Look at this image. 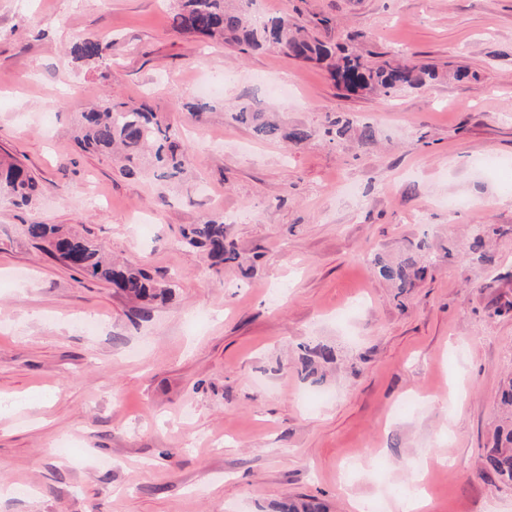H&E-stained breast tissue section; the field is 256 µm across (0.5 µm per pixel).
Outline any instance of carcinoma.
<instances>
[{"label":"carcinoma","mask_w":512,"mask_h":512,"mask_svg":"<svg viewBox=\"0 0 512 512\" xmlns=\"http://www.w3.org/2000/svg\"><path fill=\"white\" fill-rule=\"evenodd\" d=\"M176 27L188 34L222 40L247 54L267 48L283 50L299 61L323 62L336 85L353 95L377 93L390 96L405 88L424 83L436 76L428 65H392L388 62L372 64L362 56L348 53L336 57L327 43L306 34L300 23L286 15L269 16L252 22L245 6L250 0H241L244 8L226 7L224 0H178ZM108 46L98 40L84 39L76 44L73 53L87 60H100ZM232 118L251 128L259 138H279L294 144L308 140L309 131L300 126L285 127L249 103L237 105ZM177 132L162 123L155 112L143 107L129 109L113 100L103 107L80 114L75 139L85 151L124 152V160L134 163L142 160V152L149 150L148 162L167 178H176L184 172L187 155L176 141ZM9 194L30 202L41 193L35 180L20 166L0 163V194ZM26 234L43 243L51 256L60 259L69 268L94 278L105 280L115 290L129 298L146 301L156 296L160 286L142 269L115 266L103 249L84 236L64 232L53 224L34 223L26 226ZM181 243L190 249L202 251L209 267L219 271L224 264L238 258L234 245L224 237V222L206 219L182 230ZM432 253L422 261L409 257L400 262H385L378 258L373 264L378 274L406 293L415 287L426 265L435 261ZM489 478L512 481V427L498 434L497 443L485 459Z\"/></svg>","instance_id":"carcinoma-1"}]
</instances>
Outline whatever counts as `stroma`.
<instances>
[{
    "label": "stroma",
    "mask_w": 512,
    "mask_h": 512,
    "mask_svg": "<svg viewBox=\"0 0 512 512\" xmlns=\"http://www.w3.org/2000/svg\"><path fill=\"white\" fill-rule=\"evenodd\" d=\"M252 10L331 19L322 39L438 77L349 95L320 64L181 32L170 0H0V161L43 186L26 205L0 195V512H400L439 448L453 465L430 470L427 512H512V482L484 473L512 378V0ZM86 38L107 44L103 60L74 58ZM199 74L216 86L204 98ZM114 98L177 128L182 181L79 149V113ZM244 100L310 140L257 138L230 116ZM486 156L505 169L475 168ZM208 217L238 247L218 272L179 243ZM34 222L170 292L117 294L47 254L25 232ZM477 224L487 264L469 255ZM422 242L438 259L399 294L371 259ZM306 346L333 352L312 379ZM356 454L367 462L344 478Z\"/></svg>",
    "instance_id": "obj_1"
}]
</instances>
